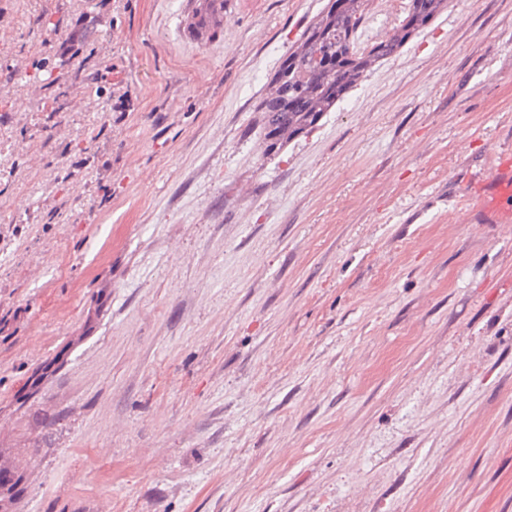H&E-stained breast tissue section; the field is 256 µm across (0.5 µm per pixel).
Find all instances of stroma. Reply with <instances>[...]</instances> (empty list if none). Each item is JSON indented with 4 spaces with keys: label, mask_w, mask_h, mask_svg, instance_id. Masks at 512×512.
<instances>
[{
    "label": "stroma",
    "mask_w": 512,
    "mask_h": 512,
    "mask_svg": "<svg viewBox=\"0 0 512 512\" xmlns=\"http://www.w3.org/2000/svg\"><path fill=\"white\" fill-rule=\"evenodd\" d=\"M326 2L231 0L199 48L184 0H0L24 512H512V223L471 196L512 151V0H449L269 150L254 106Z\"/></svg>",
    "instance_id": "35a3bbf8"
}]
</instances>
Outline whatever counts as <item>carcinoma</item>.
I'll list each match as a JSON object with an SVG mask.
<instances>
[{
	"instance_id": "cac0c4a2",
	"label": "carcinoma",
	"mask_w": 512,
	"mask_h": 512,
	"mask_svg": "<svg viewBox=\"0 0 512 512\" xmlns=\"http://www.w3.org/2000/svg\"><path fill=\"white\" fill-rule=\"evenodd\" d=\"M365 0H329L276 68L268 92L255 106L263 113L269 149L295 137L332 112L369 65L396 54L420 29L447 8V0H410L407 15L386 39L357 48ZM324 55L328 65H314ZM27 470L0 468V512H21Z\"/></svg>"
}]
</instances>
